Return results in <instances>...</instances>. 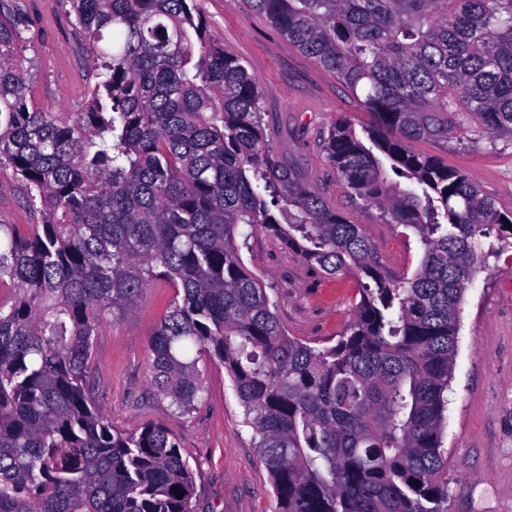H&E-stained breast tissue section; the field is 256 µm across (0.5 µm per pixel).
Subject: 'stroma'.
I'll return each instance as SVG.
<instances>
[{"instance_id":"1","label":"stroma","mask_w":512,"mask_h":512,"mask_svg":"<svg viewBox=\"0 0 512 512\" xmlns=\"http://www.w3.org/2000/svg\"><path fill=\"white\" fill-rule=\"evenodd\" d=\"M19 12L26 39L30 97L40 108L78 112L92 82L87 50L62 0H0ZM215 42L240 58L263 91L273 148L318 188L351 223L361 225L389 275L413 274L421 248L415 234L386 223L378 209L356 199L338 180L320 140L337 115L368 121L358 102L280 36L242 0H198ZM418 151L467 173L482 193L512 211V147L464 149L429 141ZM248 269L278 300L290 336L315 346L335 343L358 301L354 277L332 278L295 249L265 233L242 252ZM173 295L156 285L123 319L94 340L88 390L112 425L131 432L160 424L177 438L194 473L196 512H278L271 477L254 445V431L222 364H205L207 391L197 409L176 414L155 396L148 377V343ZM444 443L448 512H512V255L486 257L469 284L460 312L459 342L448 387Z\"/></svg>"}]
</instances>
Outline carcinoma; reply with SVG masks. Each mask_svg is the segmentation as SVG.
Here are the masks:
<instances>
[{
    "label": "carcinoma",
    "mask_w": 512,
    "mask_h": 512,
    "mask_svg": "<svg viewBox=\"0 0 512 512\" xmlns=\"http://www.w3.org/2000/svg\"><path fill=\"white\" fill-rule=\"evenodd\" d=\"M67 3L95 78L81 112L28 106L20 20L0 13V175L39 216L0 224V512H194L177 438L115 429L87 389L94 337L160 280L155 395L188 415L200 357L224 364L278 512H447L459 312L482 254L512 248V212L411 143L512 146V0H243L373 117L340 114L323 149L417 235L409 277L277 159L258 83L195 0ZM242 225L358 281L335 344L288 335Z\"/></svg>",
    "instance_id": "1"
}]
</instances>
